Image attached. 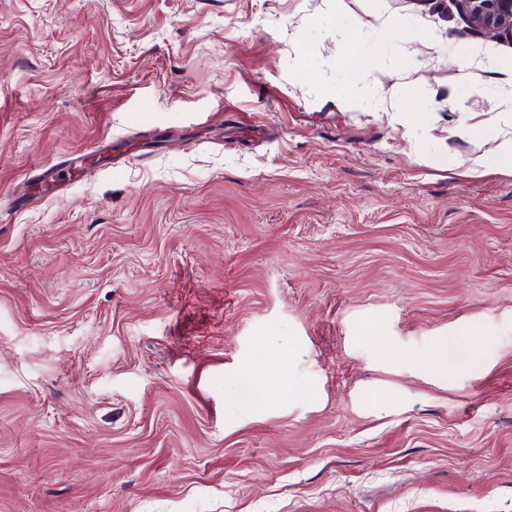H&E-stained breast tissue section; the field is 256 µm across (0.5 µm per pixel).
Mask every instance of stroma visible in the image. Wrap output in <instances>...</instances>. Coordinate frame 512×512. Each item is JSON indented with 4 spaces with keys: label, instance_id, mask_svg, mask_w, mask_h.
Listing matches in <instances>:
<instances>
[{
    "label": "stroma",
    "instance_id": "obj_1",
    "mask_svg": "<svg viewBox=\"0 0 512 512\" xmlns=\"http://www.w3.org/2000/svg\"><path fill=\"white\" fill-rule=\"evenodd\" d=\"M506 138L456 0H0V512H512Z\"/></svg>",
    "mask_w": 512,
    "mask_h": 512
}]
</instances>
